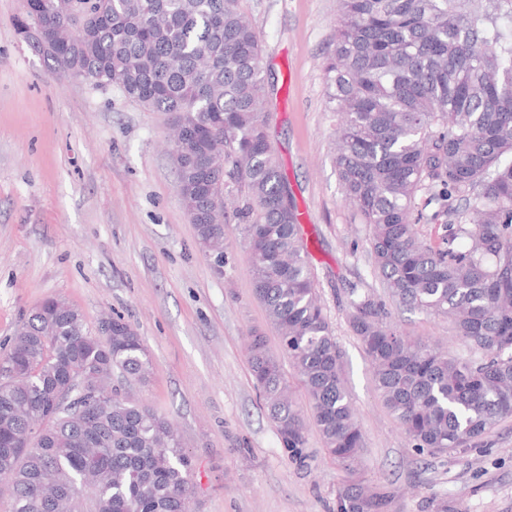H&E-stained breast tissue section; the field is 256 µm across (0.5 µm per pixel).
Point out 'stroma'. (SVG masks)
Returning a JSON list of instances; mask_svg holds the SVG:
<instances>
[{
    "label": "stroma",
    "mask_w": 512,
    "mask_h": 512,
    "mask_svg": "<svg viewBox=\"0 0 512 512\" xmlns=\"http://www.w3.org/2000/svg\"><path fill=\"white\" fill-rule=\"evenodd\" d=\"M276 86L265 111L308 238L317 289L342 351L365 434L363 462L346 470L308 427L303 457L283 450L255 388L246 334H278L253 292L249 248L224 226V270L203 253L176 192L166 143L172 118L114 87L54 72L23 39L20 0H0V354L31 309L59 297L97 332L107 313L138 331L153 365L147 382L117 380L128 398L175 425L193 465L192 512H336V494L363 483L381 512H512V417L478 444L447 455L412 448L383 406L344 303L351 286L379 289L366 227L345 202L333 165L336 119L322 65L336 0H242ZM403 332L466 348L449 322L391 304Z\"/></svg>",
    "instance_id": "35a3bbf8"
}]
</instances>
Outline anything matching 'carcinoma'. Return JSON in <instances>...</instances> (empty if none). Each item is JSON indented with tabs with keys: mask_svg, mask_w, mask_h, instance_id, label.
<instances>
[{
	"mask_svg": "<svg viewBox=\"0 0 512 512\" xmlns=\"http://www.w3.org/2000/svg\"><path fill=\"white\" fill-rule=\"evenodd\" d=\"M21 0V16L68 28L44 53L60 73L114 85L173 117L177 193L198 246L224 249L225 189L250 249L256 298L281 354L259 331L248 360L282 447L305 446L281 356L307 393L326 454L348 467L364 435L342 353L317 295L263 105L262 44L241 0ZM324 64L336 117L334 164L367 227L373 273L391 301L450 320L468 355L402 333L384 299L346 289L350 327L376 389L417 451L477 444L512 417V0H338ZM454 221L420 240L418 195ZM152 362L124 318L112 335L62 299L35 307L0 356V483L10 512H190L192 461L170 421L112 386ZM340 512H379L368 487L339 490Z\"/></svg>",
	"mask_w": 512,
	"mask_h": 512,
	"instance_id": "obj_1",
	"label": "carcinoma"
}]
</instances>
